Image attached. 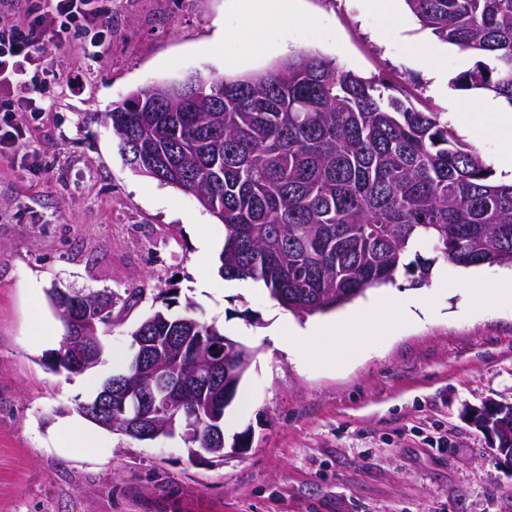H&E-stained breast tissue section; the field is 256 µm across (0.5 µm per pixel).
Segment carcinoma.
I'll use <instances>...</instances> for the list:
<instances>
[{
    "mask_svg": "<svg viewBox=\"0 0 512 512\" xmlns=\"http://www.w3.org/2000/svg\"><path fill=\"white\" fill-rule=\"evenodd\" d=\"M421 25L475 61L456 75L458 90H487L512 106V0H405ZM183 85L131 94L134 109L107 113L122 153L141 150L138 172L194 197L224 224L219 272L261 282L298 317L328 313L394 281L404 270L426 285L436 262L512 267V183L494 178L477 148L462 142L442 112H425L320 55L303 52L264 73L200 78L197 112H157ZM108 308L123 298L92 294ZM153 336H205L223 357L249 370V350L186 308L170 304L140 322ZM102 352L99 336L73 340L70 355ZM186 413L203 392L183 373ZM490 429L512 448V406L500 405Z\"/></svg>",
    "mask_w": 512,
    "mask_h": 512,
    "instance_id": "carcinoma-1",
    "label": "carcinoma"
}]
</instances>
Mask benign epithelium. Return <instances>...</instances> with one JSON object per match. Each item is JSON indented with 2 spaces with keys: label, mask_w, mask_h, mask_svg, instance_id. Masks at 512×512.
<instances>
[{
  "label": "benign epithelium",
  "mask_w": 512,
  "mask_h": 512,
  "mask_svg": "<svg viewBox=\"0 0 512 512\" xmlns=\"http://www.w3.org/2000/svg\"><path fill=\"white\" fill-rule=\"evenodd\" d=\"M98 316L97 303L88 300L82 311H75L69 316L70 336L74 338L86 328L95 326ZM136 344L138 350L133 366L143 369L145 362L152 360L155 340L152 336H138ZM185 349L183 345L168 361L151 365L145 378L129 379L122 376L112 379L89 406L87 413L106 419L109 425L137 440H154L173 434L176 431V417L171 415L168 420L161 422L158 416L167 403L180 394L179 376L187 359ZM196 414L197 423L186 427V434L190 438L200 436L199 425L206 417L215 418L217 411L207 403L196 408Z\"/></svg>",
  "instance_id": "obj_1"
}]
</instances>
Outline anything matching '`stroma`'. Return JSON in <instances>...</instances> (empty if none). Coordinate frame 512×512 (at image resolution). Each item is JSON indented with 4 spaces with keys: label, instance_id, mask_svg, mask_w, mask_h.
Here are the masks:
<instances>
[{
    "label": "stroma",
    "instance_id": "stroma-1",
    "mask_svg": "<svg viewBox=\"0 0 512 512\" xmlns=\"http://www.w3.org/2000/svg\"><path fill=\"white\" fill-rule=\"evenodd\" d=\"M316 25L288 30L290 54L309 51L395 86L418 108L469 116L478 91L450 80L474 63L443 45L447 82L429 77L425 44L436 38L410 10L387 34L363 0H299ZM240 30L233 65L221 27ZM280 37L245 26L228 0H112L101 54L79 39L30 68L38 118L18 113L28 138L0 155V512H512V469L465 415L486 400L512 402V308L463 302L450 288L461 268L444 264L430 315L344 342L326 334L330 366L284 348L276 333L332 323L377 307L387 295L418 294L405 274L329 314L300 320L257 284L218 272L224 226L192 197L127 166L107 112L133 91L214 74L265 72L283 61ZM263 41L269 52L248 54ZM57 71L63 82L45 85ZM209 242L207 256L199 245ZM142 291L140 303L99 330L91 373L51 367L66 332L50 289ZM191 309L254 352L227 408L226 436L242 454L190 460L180 436L68 449L61 420L92 400L88 375L106 380L112 354L163 296ZM55 331L32 345L37 317ZM251 403L240 414L238 401Z\"/></svg>",
    "mask_w": 512,
    "mask_h": 512
}]
</instances>
